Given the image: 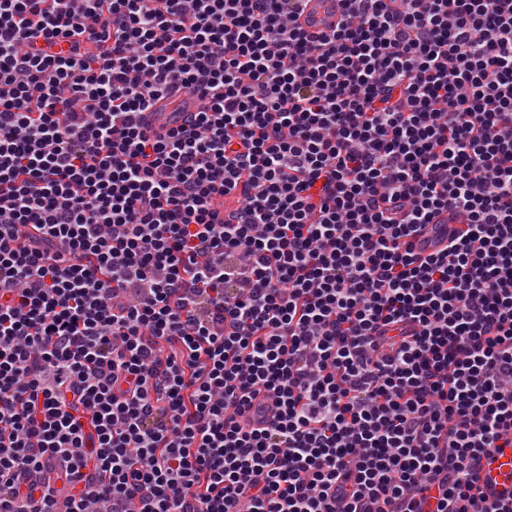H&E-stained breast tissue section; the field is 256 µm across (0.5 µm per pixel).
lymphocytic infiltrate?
<instances>
[{"mask_svg":"<svg viewBox=\"0 0 512 512\" xmlns=\"http://www.w3.org/2000/svg\"><path fill=\"white\" fill-rule=\"evenodd\" d=\"M294 2L0 0V512H512V0ZM301 27L308 32H321L336 24L338 12L333 0H302ZM431 224L418 237L419 248L426 254L444 249L448 245V233L456 232L464 222L455 213L443 210L433 217ZM479 486L488 500L512 491V448H501L493 457L484 460Z\"/></svg>","mask_w":512,"mask_h":512,"instance_id":"f902f5d3","label":"lymphocytic infiltrate"}]
</instances>
